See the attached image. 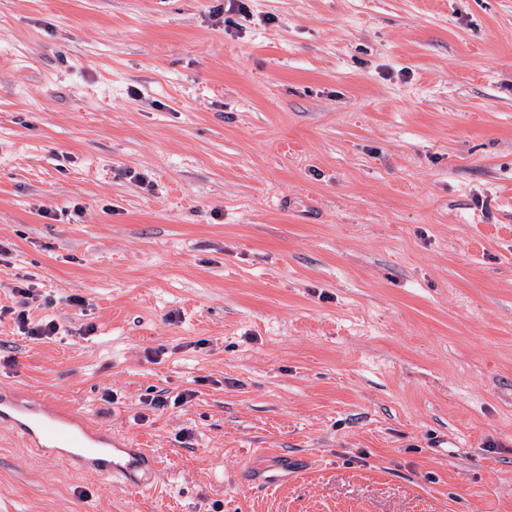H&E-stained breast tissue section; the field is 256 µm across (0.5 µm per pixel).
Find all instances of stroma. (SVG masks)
Segmentation results:
<instances>
[{"label": "stroma", "instance_id": "obj_1", "mask_svg": "<svg viewBox=\"0 0 512 512\" xmlns=\"http://www.w3.org/2000/svg\"><path fill=\"white\" fill-rule=\"evenodd\" d=\"M240 2L0 0V383L162 461L0 512H512V0ZM12 290L20 298L17 301L19 309L6 308L4 312L16 313L15 322L21 332L37 339H49L56 336L60 326L54 320H40L33 324L30 319L29 310L26 307L30 303L29 299H35L33 297L34 291L31 288H22L20 286H14Z\"/></svg>", "mask_w": 512, "mask_h": 512}]
</instances>
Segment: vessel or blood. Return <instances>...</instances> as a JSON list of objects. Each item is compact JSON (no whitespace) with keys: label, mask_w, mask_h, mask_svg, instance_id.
Instances as JSON below:
<instances>
[{"label":"vessel or blood","mask_w":512,"mask_h":512,"mask_svg":"<svg viewBox=\"0 0 512 512\" xmlns=\"http://www.w3.org/2000/svg\"><path fill=\"white\" fill-rule=\"evenodd\" d=\"M0 426L44 454L66 449L68 458L82 469L120 479L130 490L148 489L160 471L149 449L130 447L125 437L95 428L50 402L28 399L6 385L0 386Z\"/></svg>","instance_id":"b4317fda"}]
</instances>
